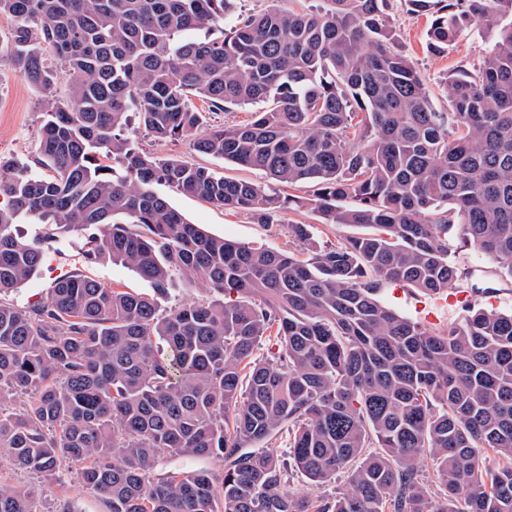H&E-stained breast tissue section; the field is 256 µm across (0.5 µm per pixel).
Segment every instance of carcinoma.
Masks as SVG:
<instances>
[{"label":"carcinoma","mask_w":512,"mask_h":512,"mask_svg":"<svg viewBox=\"0 0 512 512\" xmlns=\"http://www.w3.org/2000/svg\"><path fill=\"white\" fill-rule=\"evenodd\" d=\"M236 0H0V45L21 74L68 98L45 102L41 166L0 161V295L35 274L44 240L12 226L89 229L85 262L108 259L150 285L107 288L74 272L26 310L0 299V448L43 479L71 481L107 512H512V312L471 307L445 330L386 305L391 283L440 295L460 270L455 230L512 278V0H403L442 53L481 28L494 42L451 76L435 109L394 45L386 0L320 12L237 16ZM211 112L261 105L195 151L313 187V198L160 157L158 141ZM166 186L273 225L314 202L327 224L366 229L322 246L290 224L287 253L189 223ZM211 294L169 311L177 279ZM269 338L273 356L255 357ZM165 350L159 349V343ZM288 431L295 492L272 440ZM165 456L224 468L158 472ZM436 486L438 492L431 491ZM0 482V512H42ZM274 448H276L277 455L279 456L281 461L287 463L288 466V476L290 479L291 487L299 490L301 493L308 494L310 496H317L321 494H327L328 492H332L335 489H345L346 482L343 476L336 479L335 483L330 484L327 487H315L304 481L299 473L293 470L291 466H289V448H288V431L280 434L275 441H273Z\"/></svg>","instance_id":"obj_1"}]
</instances>
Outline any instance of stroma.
Masks as SVG:
<instances>
[{"instance_id": "1", "label": "stroma", "mask_w": 512, "mask_h": 512, "mask_svg": "<svg viewBox=\"0 0 512 512\" xmlns=\"http://www.w3.org/2000/svg\"><path fill=\"white\" fill-rule=\"evenodd\" d=\"M387 13L399 49L414 62L430 90L435 108L441 112L448 111L445 79L451 74L473 71L488 44V36L474 30L465 31L447 52L435 54L427 48V17L408 14L400 0H389ZM46 98V92L26 81L10 59H0V159L14 161L18 166L34 172L39 171V130ZM131 134L142 149L156 155L175 157L208 167L232 179L259 185L270 182L264 171L196 153L189 138L158 142L144 130L136 128L132 129ZM165 194L170 204L190 223L201 225L212 235L250 246L294 250L288 227L298 223L315 225L316 238L323 245L337 244L355 232L351 226L324 223L321 214L309 205L284 210L279 224L266 227L254 223L243 210L228 211L170 188L166 189ZM15 232L27 239L38 236L46 240V258L39 272L17 290L4 296L5 301L17 308L26 309L42 300L54 279L78 269L86 270L90 276L108 287L128 288L137 292L148 289L146 282L122 265L112 264L108 260L85 264L84 254L89 248L86 234L63 231L50 224H19ZM448 245L460 269L467 272L469 282L478 286L474 295L475 305L485 306L483 288L488 285L499 295V310L511 312L512 278L501 277L497 262L476 253L456 233H449ZM69 471V465H62L61 482L47 491L41 504L43 512H107L100 497L71 482Z\"/></svg>"}]
</instances>
